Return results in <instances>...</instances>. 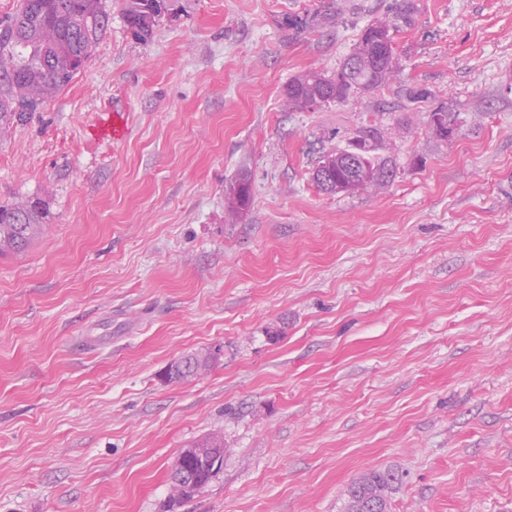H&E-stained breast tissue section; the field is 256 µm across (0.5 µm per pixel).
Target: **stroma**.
Masks as SVG:
<instances>
[{
  "mask_svg": "<svg viewBox=\"0 0 512 512\" xmlns=\"http://www.w3.org/2000/svg\"><path fill=\"white\" fill-rule=\"evenodd\" d=\"M392 2L175 0L142 43L105 0L83 68L0 137V204L49 203L0 258V512H165L215 432L221 469L174 512H344L372 469L400 476L389 512H512V0H417L390 86L285 102ZM372 126L394 181L321 192ZM435 118L437 120L436 123H434ZM427 124L429 128L443 140H448V129H453L455 133L459 131L456 118L451 117L448 112H443L439 109L428 112ZM252 192L250 182L240 177L230 187L225 196L227 212L232 217H241L250 208ZM195 355L186 357L184 368H178L176 371L169 372L171 377L178 380H187L209 370L212 366V357L207 354L194 357ZM192 445H203L204 448H184L176 459L174 470L178 471L182 466L186 465L187 461H192L196 456L204 457L206 453L210 455L213 448H222V450H215L218 454L220 464L214 473L207 468L201 466L195 467L191 473L181 475L176 472L171 474V494L170 506H175L183 499H187L194 494L188 492L189 483L193 482L194 485L200 483L204 485L203 489L211 482L216 473L221 469L224 462V437L215 433H211L202 439L194 442Z\"/></svg>",
  "mask_w": 512,
  "mask_h": 512,
  "instance_id": "obj_1",
  "label": "stroma"
}]
</instances>
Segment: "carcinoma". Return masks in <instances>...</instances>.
I'll return each mask as SVG.
<instances>
[{
    "mask_svg": "<svg viewBox=\"0 0 512 512\" xmlns=\"http://www.w3.org/2000/svg\"><path fill=\"white\" fill-rule=\"evenodd\" d=\"M417 10L415 0H395L390 15L372 20L362 29L335 75L314 70L292 77L285 87L288 106L344 104L388 86L398 72L394 36L413 23ZM122 14L132 35L143 42L151 39L163 16L152 0H123ZM109 23L103 0H20L16 11L0 24V135L68 85ZM427 124L443 140L448 139V130L459 131L456 118L439 109L427 113ZM382 138L376 128L364 130L349 148L327 154L334 160L352 158V163L334 168L336 181L349 186L346 193L382 189L394 180L395 165L377 153ZM251 201L250 182L244 177L236 179L225 196L228 214L243 216ZM47 216L38 198L0 205V257L25 252L45 232ZM211 366V356L191 355L171 377L187 380ZM213 477L201 466L186 475L172 473L170 506L191 497L189 484L206 486ZM398 482V475L390 470L363 474L346 491V512H388L390 495Z\"/></svg>",
    "mask_w": 512,
    "mask_h": 512,
    "instance_id": "1",
    "label": "carcinoma"
}]
</instances>
